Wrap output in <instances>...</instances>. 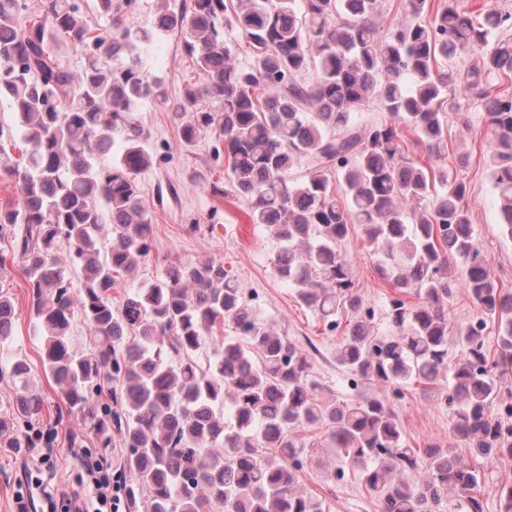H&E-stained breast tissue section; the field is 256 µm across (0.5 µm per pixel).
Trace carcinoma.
<instances>
[{
	"mask_svg": "<svg viewBox=\"0 0 512 512\" xmlns=\"http://www.w3.org/2000/svg\"><path fill=\"white\" fill-rule=\"evenodd\" d=\"M132 0H97L112 29L91 37L76 0H43L22 20L26 0H0V97L9 98L28 149L14 204L0 205V237L11 242L31 287L32 314L43 338L41 363L60 389L65 409L90 429L127 448L124 467L145 491L146 512H323L298 491L294 433L323 430L327 447L345 449L363 464V478L382 512H483V477L467 457L433 446L418 462L397 415L384 401L338 400L318 394L309 354L242 304L221 260L184 263L112 307L114 274L148 255L150 220L136 176L151 167L150 132L134 112L158 100L181 121V141L204 132L224 134L225 181L264 226L276 249L274 273L294 288L327 330L344 328L336 361L355 377L395 393L411 380L448 377L456 438L492 462L512 458V404L490 408L512 375V292L499 285L473 236L464 205L466 184L442 163L418 165L406 150L411 131L427 153L448 158L447 111L481 103L493 136L490 169L503 232L512 237V94H494L493 79L512 80V40L489 38L512 28V14L484 8L477 15L453 7L427 20L426 0H406L410 20L380 38L373 23L378 0H239L234 23L252 50L239 66L224 43V0H192L187 11L162 8L150 29L123 18ZM178 31L199 81L169 100L136 49ZM51 34L84 49L74 72L48 47ZM484 51L480 67L463 74L434 67L437 57ZM313 86L298 81L310 64ZM213 100L196 111L200 94ZM376 99L395 123L355 119ZM121 141L117 163L97 160ZM303 167L307 179L294 170ZM343 178L347 199L329 188ZM361 227L374 249L379 275L392 284L391 334L376 336L371 312L354 288L341 249L349 227ZM69 245L61 258L58 243ZM462 262V283L482 314L499 325V355L488 358L483 323L451 329L448 304L455 283L448 263ZM82 275L79 297L70 274ZM421 302L409 305L404 296ZM15 306L0 290V342L13 335ZM82 319L98 342L75 349L69 331ZM219 321L233 323L250 349L234 340L214 352L203 370L193 355ZM461 353L448 362V336ZM260 355L255 363L249 350ZM18 387L16 409L0 417V443L30 448L16 423L41 414L44 399L30 386L31 366L6 368ZM116 380L115 409L95 399ZM234 424L224 423V408Z\"/></svg>",
	"mask_w": 512,
	"mask_h": 512,
	"instance_id": "obj_1",
	"label": "carcinoma"
}]
</instances>
